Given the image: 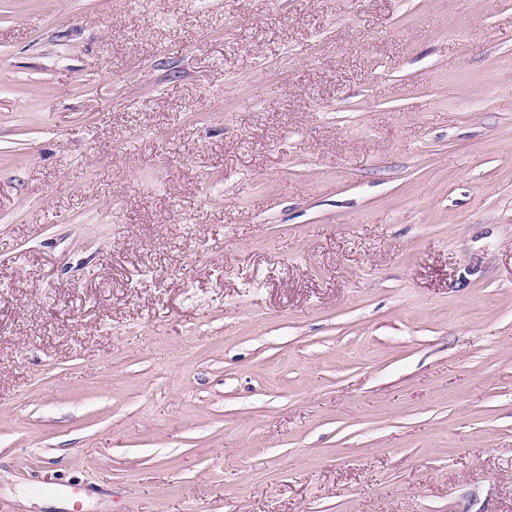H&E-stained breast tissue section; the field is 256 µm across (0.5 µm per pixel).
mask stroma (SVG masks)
Instances as JSON below:
<instances>
[{
    "label": "stroma",
    "mask_w": 512,
    "mask_h": 512,
    "mask_svg": "<svg viewBox=\"0 0 512 512\" xmlns=\"http://www.w3.org/2000/svg\"><path fill=\"white\" fill-rule=\"evenodd\" d=\"M71 485L512 512V0H0V512Z\"/></svg>",
    "instance_id": "1"
}]
</instances>
